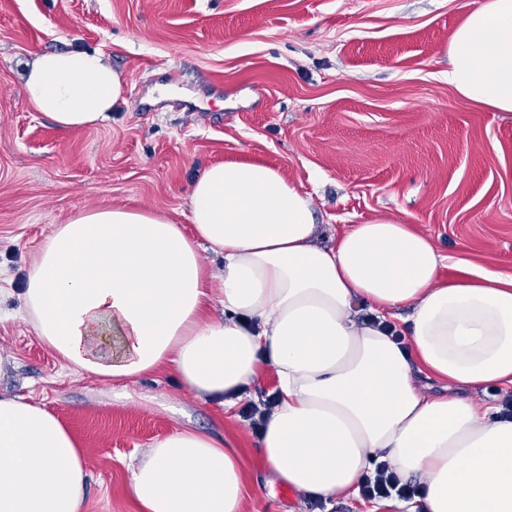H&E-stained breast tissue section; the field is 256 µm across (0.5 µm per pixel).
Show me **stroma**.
<instances>
[{
  "mask_svg": "<svg viewBox=\"0 0 512 512\" xmlns=\"http://www.w3.org/2000/svg\"><path fill=\"white\" fill-rule=\"evenodd\" d=\"M465 0H0V391L55 414L92 479L86 512H139L130 458L181 429L237 442L243 512H399L274 484L243 404L221 410L174 373L108 383L72 371L23 309L54 225L90 207L189 226L197 172L270 164L340 227L396 215L451 265L512 273V119L442 77ZM104 53L123 78L106 123L63 132L26 98L32 56Z\"/></svg>",
  "mask_w": 512,
  "mask_h": 512,
  "instance_id": "stroma-1",
  "label": "stroma"
}]
</instances>
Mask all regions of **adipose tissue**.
<instances>
[{
    "label": "adipose tissue",
    "mask_w": 512,
    "mask_h": 512,
    "mask_svg": "<svg viewBox=\"0 0 512 512\" xmlns=\"http://www.w3.org/2000/svg\"><path fill=\"white\" fill-rule=\"evenodd\" d=\"M446 77L512 115V0H472ZM122 87L99 52L39 54L23 72L28 100L63 131L108 121ZM187 205L188 231L126 207L55 225L24 291L49 350L116 382L166 364L223 408L274 371L256 448L282 485L352 498L385 461L424 486L404 512H512V414L473 395L512 389V276L459 263L443 277L447 256L396 217L318 223L312 196L263 163L206 166ZM399 316L405 346L381 328ZM129 471L140 512H242V454L224 438L174 432ZM90 479L56 415L0 394V512H84Z\"/></svg>",
    "instance_id": "ef3b65f1"
}]
</instances>
